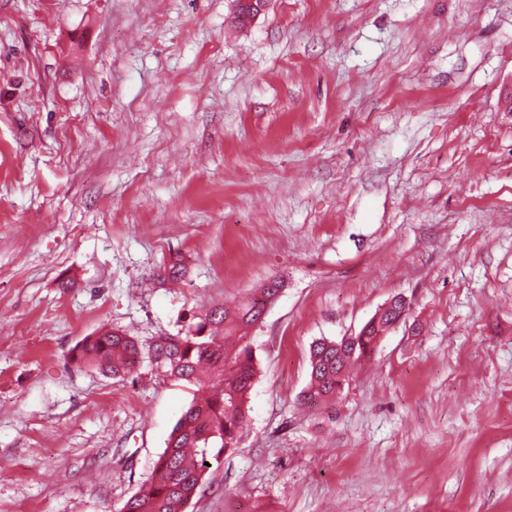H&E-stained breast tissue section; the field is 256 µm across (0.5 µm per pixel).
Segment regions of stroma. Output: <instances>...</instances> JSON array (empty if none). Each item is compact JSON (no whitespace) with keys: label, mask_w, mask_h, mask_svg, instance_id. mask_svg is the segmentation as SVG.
Here are the masks:
<instances>
[{"label":"stroma","mask_w":512,"mask_h":512,"mask_svg":"<svg viewBox=\"0 0 512 512\" xmlns=\"http://www.w3.org/2000/svg\"><path fill=\"white\" fill-rule=\"evenodd\" d=\"M236 10L0 0V512H110L193 399L71 348L272 278L248 425L188 512H512V0ZM396 296L301 403L312 343ZM403 302L405 306L397 305L389 316L377 319L376 313L354 336H344L337 341H316L310 351V381L301 401L314 404L333 400L349 381L352 367L374 351L382 334L399 316L393 324L400 322L404 316L402 312L408 310L404 298Z\"/></svg>","instance_id":"1"}]
</instances>
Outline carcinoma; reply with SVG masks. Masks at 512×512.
Instances as JSON below:
<instances>
[{
  "label": "carcinoma",
  "mask_w": 512,
  "mask_h": 512,
  "mask_svg": "<svg viewBox=\"0 0 512 512\" xmlns=\"http://www.w3.org/2000/svg\"><path fill=\"white\" fill-rule=\"evenodd\" d=\"M277 295V289L263 287L232 310L211 306L177 334L149 340L104 327L69 350L68 361L114 378L147 361L158 375L197 385L202 392L174 425L150 477L113 512H187L203 487L205 462L237 447L258 374L252 348L240 341L259 324ZM405 310L398 305L385 317L374 316L353 336L316 341L310 351V381L301 401L334 399L349 381L352 367L374 351Z\"/></svg>",
  "instance_id": "cac0c4a2"
}]
</instances>
